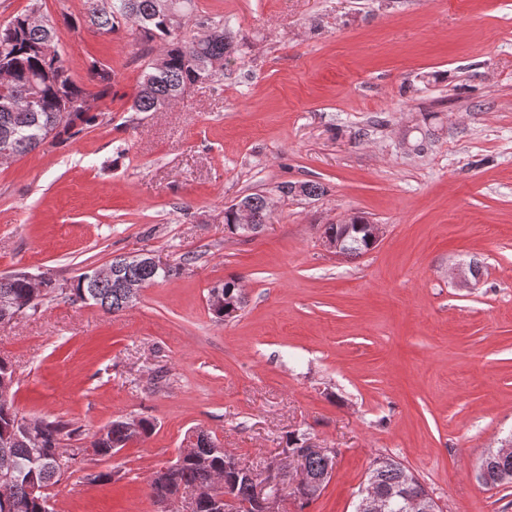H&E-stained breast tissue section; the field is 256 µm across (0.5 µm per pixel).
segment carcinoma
<instances>
[{
  "label": "carcinoma",
  "instance_id": "1",
  "mask_svg": "<svg viewBox=\"0 0 512 512\" xmlns=\"http://www.w3.org/2000/svg\"><path fill=\"white\" fill-rule=\"evenodd\" d=\"M39 0L31 7L0 25V71L6 82L0 83V153L7 151L23 156L47 141H58L73 135L78 125L93 126L102 113L89 104V94L78 86L64 64L61 55L45 53L55 41V29L50 21L39 23L31 16L40 12ZM91 25L107 33L122 29L130 31L141 43L158 47V52L145 63L139 90L130 110L160 112L179 100L200 78L215 79L224 73L244 36L222 20L202 26L189 35L187 30L195 10V0H85ZM88 72L97 83V96H106L112 83L111 69L92 60ZM252 205L258 227L272 218L268 196L251 193L245 196ZM347 255L359 256L372 249L364 230H353L346 237ZM122 278L150 285L167 280L175 272L169 268L157 272L142 266L122 264L116 257ZM224 304L208 307L213 318L226 322L239 316L245 305L239 281L228 280L218 286ZM99 299L103 311L118 314L129 307L124 291L109 281L89 287L78 278L67 297L74 303L84 297ZM6 297L20 315L39 311L54 295L46 290L34 291L27 272L18 271L0 277V299ZM15 392L0 401V465L9 462L14 472L9 483L0 480V512H51L47 501L49 489L65 474L56 462L63 442L81 440L82 431L69 421L47 416L25 415L15 404ZM156 427L154 419L139 418L131 431L126 420L115 419L104 427L102 436L92 435L96 457L105 459L113 448L146 437ZM480 482L487 487L512 484V455L503 458L489 451L479 466ZM406 468L390 456L376 457L367 480L390 497V512H414L411 500L422 503L432 500L430 492L416 477L406 481ZM227 479L231 492L241 504V512H254L246 507L251 496L247 480L234 469L231 458L210 432L202 429L196 447L186 455L152 473L147 480L151 499L175 496L195 487L210 486L212 495L198 502L196 512H224V488L213 485L215 476Z\"/></svg>",
  "mask_w": 512,
  "mask_h": 512
}]
</instances>
